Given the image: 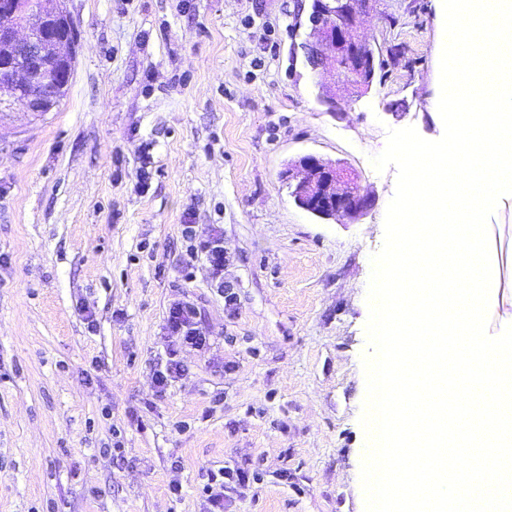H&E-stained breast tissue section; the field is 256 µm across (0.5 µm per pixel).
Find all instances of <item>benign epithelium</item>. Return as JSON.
<instances>
[{"instance_id":"obj_1","label":"benign epithelium","mask_w":512,"mask_h":512,"mask_svg":"<svg viewBox=\"0 0 512 512\" xmlns=\"http://www.w3.org/2000/svg\"><path fill=\"white\" fill-rule=\"evenodd\" d=\"M384 0H321L308 17L309 32L294 46L314 73H332L358 91L375 77V54L361 30L362 14L382 13ZM65 0H0V112L20 107L41 118L58 104L75 62L74 23ZM296 204L321 218L355 220L371 206L357 175L312 155L288 163L282 173Z\"/></svg>"}]
</instances>
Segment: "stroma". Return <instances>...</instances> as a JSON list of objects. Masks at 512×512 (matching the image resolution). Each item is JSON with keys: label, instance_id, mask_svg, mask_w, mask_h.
<instances>
[{"label": "stroma", "instance_id": "1", "mask_svg": "<svg viewBox=\"0 0 512 512\" xmlns=\"http://www.w3.org/2000/svg\"><path fill=\"white\" fill-rule=\"evenodd\" d=\"M311 4L66 0V97L0 121V512H209L220 467L249 477L224 512H365L367 293L396 182L371 158L391 129L442 136L444 20L435 0L363 17L382 68L366 93L337 86L335 110L293 50ZM307 154L358 173L361 219L296 205L280 173ZM188 222L223 229L235 305ZM491 222L506 305L512 201ZM179 301L208 344L161 391Z\"/></svg>", "mask_w": 512, "mask_h": 512}]
</instances>
